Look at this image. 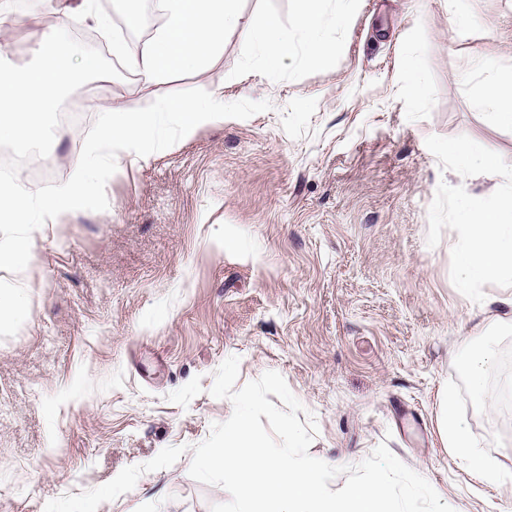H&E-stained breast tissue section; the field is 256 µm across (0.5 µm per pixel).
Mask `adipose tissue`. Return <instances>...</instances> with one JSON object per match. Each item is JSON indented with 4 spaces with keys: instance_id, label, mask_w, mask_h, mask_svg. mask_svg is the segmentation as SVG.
I'll return each mask as SVG.
<instances>
[{
    "instance_id": "1",
    "label": "adipose tissue",
    "mask_w": 512,
    "mask_h": 512,
    "mask_svg": "<svg viewBox=\"0 0 512 512\" xmlns=\"http://www.w3.org/2000/svg\"><path fill=\"white\" fill-rule=\"evenodd\" d=\"M239 0H158L162 23L133 54L121 43L112 52L124 67L148 86L172 82L179 72L209 63L224 47L227 32L244 31L250 44L259 47L266 72L275 75L293 52V36L301 34L308 63H322L335 51L332 41L321 33L322 0H301L291 28H284L276 16L261 25L244 19ZM55 21L48 46L37 62L26 69L0 66V140L20 144L40 141L44 136L41 117L50 111L64 89L75 86L79 76L97 69L100 58L88 52L82 62H74L62 47L61 38L74 22L92 25L102 32L112 27L111 17L97 10L93 0H54ZM512 213V195L470 217V242L460 256L463 286L497 278L512 272V226L501 223ZM439 430L449 448L466 457L471 474L480 483L498 485L502 471L483 457L472 454L473 440L459 419L454 396L444 392L440 399Z\"/></svg>"
}]
</instances>
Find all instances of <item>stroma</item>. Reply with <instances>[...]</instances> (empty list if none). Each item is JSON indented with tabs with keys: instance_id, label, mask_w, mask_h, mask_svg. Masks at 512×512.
Segmentation results:
<instances>
[{
	"instance_id": "stroma-1",
	"label": "stroma",
	"mask_w": 512,
	"mask_h": 512,
	"mask_svg": "<svg viewBox=\"0 0 512 512\" xmlns=\"http://www.w3.org/2000/svg\"><path fill=\"white\" fill-rule=\"evenodd\" d=\"M459 13L472 19L462 33ZM49 29L1 28L0 64L31 65ZM324 30L328 59L298 50L271 77L238 32L169 85L144 87L105 58L46 115L54 131L80 94L136 109L191 88L272 103L121 157L106 211L43 225L27 268L0 269V292L25 301L0 321V512H44L204 441L233 411L209 393L230 356L238 384L283 376L317 422L310 455L354 465L384 443L454 512H512L508 281L463 289L458 264L467 213L512 192V125L477 103L481 56L512 75V0H328ZM95 118L54 141L43 182L69 179ZM463 143L491 166L463 169L450 153ZM481 347L493 364L477 392L463 362ZM446 390L503 484H480L441 438ZM190 462L142 474L98 512L227 502Z\"/></svg>"
}]
</instances>
